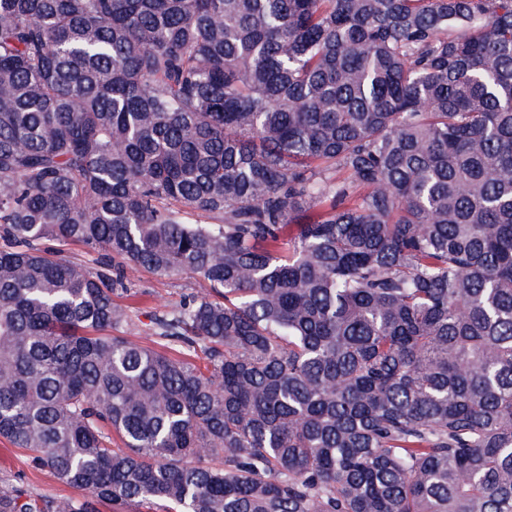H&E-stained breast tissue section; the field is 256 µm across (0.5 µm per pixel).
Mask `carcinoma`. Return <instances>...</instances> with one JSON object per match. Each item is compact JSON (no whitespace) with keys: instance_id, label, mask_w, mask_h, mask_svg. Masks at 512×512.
Here are the masks:
<instances>
[{"instance_id":"1","label":"carcinoma","mask_w":512,"mask_h":512,"mask_svg":"<svg viewBox=\"0 0 512 512\" xmlns=\"http://www.w3.org/2000/svg\"><path fill=\"white\" fill-rule=\"evenodd\" d=\"M0 437L81 493L0 512H512V0H0ZM209 288L207 282L193 276L164 277L148 272L138 273L130 290L131 294L135 293L137 296L116 298L119 303L130 306L129 314L136 326L135 330L128 331L123 336H136L131 338L145 345L167 350L174 355L197 360L194 353L184 352L171 344L163 346L164 342L158 341L148 333L151 318L155 313L168 311L194 295L208 292Z\"/></svg>"}]
</instances>
